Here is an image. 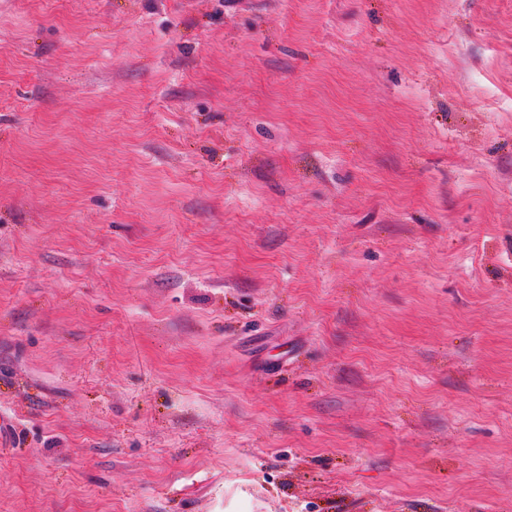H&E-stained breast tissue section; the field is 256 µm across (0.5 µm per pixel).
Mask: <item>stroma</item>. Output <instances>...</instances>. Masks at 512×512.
<instances>
[{"label":"stroma","mask_w":512,"mask_h":512,"mask_svg":"<svg viewBox=\"0 0 512 512\" xmlns=\"http://www.w3.org/2000/svg\"><path fill=\"white\" fill-rule=\"evenodd\" d=\"M0 512H512V0H0Z\"/></svg>","instance_id":"stroma-1"}]
</instances>
